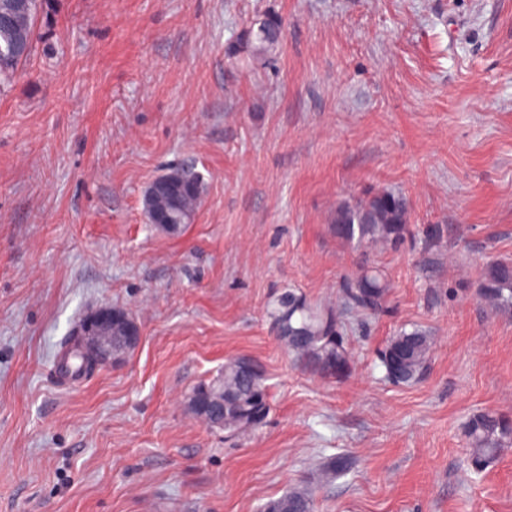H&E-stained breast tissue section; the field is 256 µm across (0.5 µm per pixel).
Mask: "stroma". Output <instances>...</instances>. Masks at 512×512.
<instances>
[{"instance_id":"1","label":"stroma","mask_w":512,"mask_h":512,"mask_svg":"<svg viewBox=\"0 0 512 512\" xmlns=\"http://www.w3.org/2000/svg\"><path fill=\"white\" fill-rule=\"evenodd\" d=\"M270 56L229 54L258 15ZM204 181L176 236L148 183ZM409 202L395 249L347 245L337 207ZM439 236H429L430 228ZM512 261V0H42L35 53L0 88V512H512V451L466 467V421L512 416V312L476 295ZM378 268L384 311L347 314L351 368H297L271 328L280 293L335 305ZM142 340L82 378L60 358L91 311ZM435 340L396 386L377 353ZM248 355L270 413L213 429L182 398ZM353 470L324 481V458ZM269 507L276 509L274 512H313V500L307 491L293 490L270 502Z\"/></svg>"}]
</instances>
